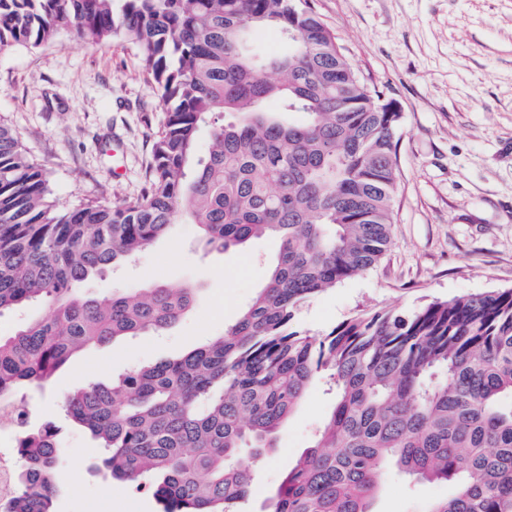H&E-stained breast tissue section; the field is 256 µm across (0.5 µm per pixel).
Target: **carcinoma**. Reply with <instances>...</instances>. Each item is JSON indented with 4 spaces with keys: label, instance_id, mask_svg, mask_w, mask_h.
Masks as SVG:
<instances>
[{
    "label": "carcinoma",
    "instance_id": "carcinoma-1",
    "mask_svg": "<svg viewBox=\"0 0 512 512\" xmlns=\"http://www.w3.org/2000/svg\"><path fill=\"white\" fill-rule=\"evenodd\" d=\"M259 27L278 33L279 52L252 47ZM62 34L135 45L165 115L138 197L65 212L0 124V312L49 305L0 337V398L43 388L92 344L178 323L192 288L81 289L177 221L220 252L272 236L267 279L222 335L65 397L112 477L149 483L162 512H238L255 460L324 381L331 412L263 512H374L391 469L452 486L431 512H512V290L362 313L324 336L295 322L381 260L397 180L398 114L378 111L384 89L348 63L310 0H0V52ZM18 448L4 512H54L55 426Z\"/></svg>",
    "mask_w": 512,
    "mask_h": 512
}]
</instances>
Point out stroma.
Segmentation results:
<instances>
[{"mask_svg":"<svg viewBox=\"0 0 512 512\" xmlns=\"http://www.w3.org/2000/svg\"><path fill=\"white\" fill-rule=\"evenodd\" d=\"M350 64L401 109L391 249L372 270L326 290L297 314L310 335L346 319L434 300L512 289V0H312ZM162 104L135 47L64 37L0 53V121L43 165L51 198L67 210L140 195ZM278 250L270 237L241 252L204 246L197 225L168 235L83 286L102 295L160 282L195 288L192 310L174 327L120 339L75 356L42 393L15 401L31 424L61 430L63 466L55 512H160L149 485L111 478L100 449L67 421L64 397L90 382L172 359L219 336L267 278ZM315 386L255 471L244 512H259L329 415ZM447 482H412L389 472L375 512H430Z\"/></svg>","mask_w":512,"mask_h":512,"instance_id":"stroma-1","label":"stroma"}]
</instances>
